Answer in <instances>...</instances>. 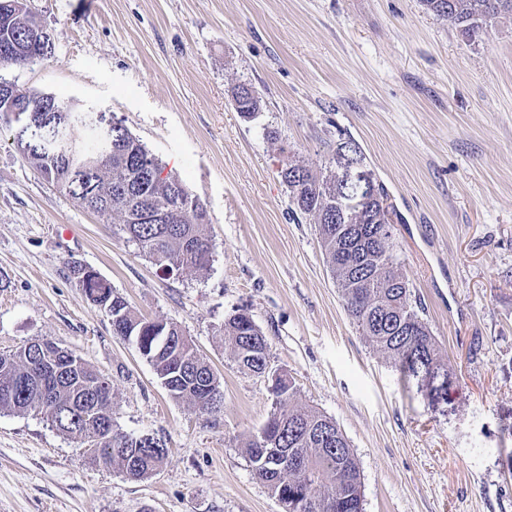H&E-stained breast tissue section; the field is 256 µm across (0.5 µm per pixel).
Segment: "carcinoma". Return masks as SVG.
<instances>
[{
  "label": "carcinoma",
  "mask_w": 512,
  "mask_h": 512,
  "mask_svg": "<svg viewBox=\"0 0 512 512\" xmlns=\"http://www.w3.org/2000/svg\"><path fill=\"white\" fill-rule=\"evenodd\" d=\"M455 9L443 10V0H422L427 10L448 20L470 37L483 33L487 21L512 16V0H454ZM27 0H0V45L18 42L28 30ZM236 110L245 118L260 110L262 97L255 87L242 84L233 92ZM60 114L35 113L40 122L26 132L13 130V143L28 163L80 207L112 225L115 235L135 243L163 270L178 274L209 267L213 245L206 234L207 212L176 174L163 169L146 147L120 121L104 128L97 113L62 100ZM91 132L86 140L78 129ZM354 149L361 166L365 155L359 144L342 139L326 174L290 160L281 168L294 211L318 225L321 246L336 279L348 315L367 344L388 356L410 385H419L427 373L451 378V366L439 354L437 342L421 316V300L413 298L409 281L398 268L392 216L394 207L382 183L367 170L371 188L365 210L346 223L336 222V199L356 192L342 180L347 148ZM71 269L83 296L109 311L113 333L132 340L153 365L158 378L176 400L198 408L219 382L176 324L147 320L135 314L123 297L96 270L77 261ZM224 345L240 369L262 374L269 366V345L247 312L238 310L224 321ZM58 374L43 372L41 350L24 347L0 354V411L42 414L63 435L97 441L94 460L105 467L117 464L130 480L149 477L164 457L136 452L142 437L114 429L99 430L96 420L81 414L82 406L97 408L112 420V386L92 390L98 374L79 356L62 347L54 351ZM270 419L288 415V427L272 430L265 441L255 435L246 443L252 468L263 471L275 462L279 448L307 462V472L288 468L267 485L288 512H313L297 503L310 496L331 504L321 512H364L357 459L336 421L294 399L293 385L273 387Z\"/></svg>",
  "instance_id": "carcinoma-1"
}]
</instances>
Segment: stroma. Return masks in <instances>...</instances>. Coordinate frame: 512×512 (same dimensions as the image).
<instances>
[{"instance_id":"35a3bbf8","label":"stroma","mask_w":512,"mask_h":512,"mask_svg":"<svg viewBox=\"0 0 512 512\" xmlns=\"http://www.w3.org/2000/svg\"><path fill=\"white\" fill-rule=\"evenodd\" d=\"M27 0L51 57L0 78L121 119L207 211L208 269L169 274L42 179L0 125V353L44 340L112 384L115 430L168 456L127 480L43 415L0 411V512H284L246 441L274 404L224 321L247 309L299 404L336 420L364 512H512V18L468 38L421 0ZM241 84L261 93L252 119ZM353 138L398 217L395 250L452 369L447 408L404 383L344 310L285 162ZM138 315L177 323L221 383L173 399L82 296L71 261ZM233 102L237 112L245 118H252L260 110L262 97L255 87L242 84L235 88Z\"/></svg>"}]
</instances>
